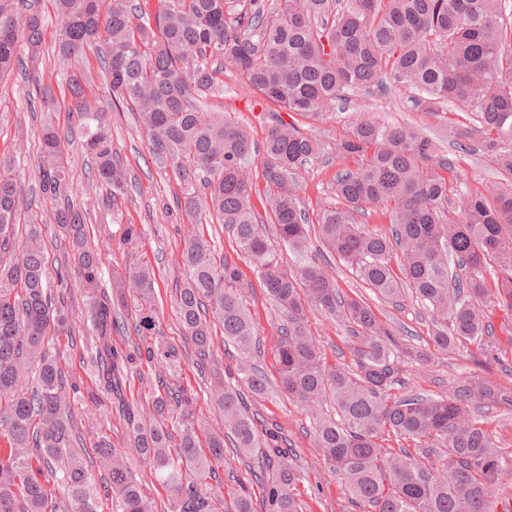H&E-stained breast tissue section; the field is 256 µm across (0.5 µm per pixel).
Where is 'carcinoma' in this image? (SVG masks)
I'll use <instances>...</instances> for the list:
<instances>
[{
	"mask_svg": "<svg viewBox=\"0 0 512 512\" xmlns=\"http://www.w3.org/2000/svg\"><path fill=\"white\" fill-rule=\"evenodd\" d=\"M61 27L52 55L65 66L95 49L111 89L107 106L84 100L88 76L69 91L79 129L106 187L103 201L119 213L132 180L112 150L110 112L136 115L149 151L169 161L181 181L178 209L192 224H222L240 256L285 318L278 341V378L258 364L262 342L252 322L239 265L216 257L200 231L183 246V286L176 297L183 335L195 364L212 357V326L233 349L237 384H224L210 400L224 416V432L207 438L195 416L197 395L172 382L180 370L175 348L144 343L112 348V333L133 320L136 335H159L149 265L126 269L112 296H89L87 317L96 337L89 365L100 395L123 417L135 450L175 496V512H254L250 486L239 483L226 498L218 467L224 448L257 457L251 471L264 512H300L301 472L288 461L292 443L276 424L249 412L240 388L257 402L286 398L303 409L313 442L328 469L344 480L353 512H495L494 495L512 478V448L484 426L486 413L512 409V387L483 378L458 379L446 396L405 389V365L474 346L485 354L494 329L489 312H512V185L493 198L454 199L446 171L452 161L432 139L402 125L364 120L336 143V156L356 167L337 171V202L315 228L301 207L296 172L323 162L320 140L279 120L262 146L205 100L224 92V66L270 103L316 118L350 90L387 96L402 87L429 110L456 106L467 115L448 124L458 144L478 140L483 153L512 176V23L508 0H161L154 18L136 13L130 0H55ZM45 16L33 7L16 11L0 0V77L26 48L24 79L48 112L54 98L43 82ZM40 192L58 201L49 222L68 239L67 256L81 285L98 289L103 253L88 240L87 217L71 196L67 136L52 123L38 136ZM262 156L268 213L253 205L255 187L245 169ZM21 189L14 167L0 161V512H156L152 498L123 462L112 438L91 443L107 476L96 483L72 451L73 420L67 405L59 338L71 335L65 293L51 287L43 217L28 211L25 241L17 243ZM367 204L392 210L388 233L359 220ZM458 210V218L450 211ZM273 225L275 238L267 234ZM338 257L376 299L401 306L412 298L430 323L424 346L382 321L372 305L343 293L328 261L309 255L312 240ZM496 268L488 284L486 266ZM316 309L348 335L351 364L326 362L308 329ZM156 367L159 394L151 397L154 425L128 400L129 373ZM178 446L170 447L171 434ZM421 450L383 447L390 437Z\"/></svg>",
	"mask_w": 512,
	"mask_h": 512,
	"instance_id": "carcinoma-1",
	"label": "carcinoma"
}]
</instances>
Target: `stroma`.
<instances>
[{"mask_svg": "<svg viewBox=\"0 0 512 512\" xmlns=\"http://www.w3.org/2000/svg\"><path fill=\"white\" fill-rule=\"evenodd\" d=\"M44 82L54 96L52 114H44L39 104L26 100L20 76L0 82V160L19 164L18 175L23 185V200L38 206L42 212H52L54 203L39 191L37 157L38 135L45 118H52L56 127L70 132L69 154L73 162L72 191L90 219L89 239L104 248L108 259L103 268V283L111 285L112 277L126 266L151 265L155 271L154 298L161 333L153 337L158 346H174L180 353L179 381L199 395L197 415L204 420L207 431L220 433L224 424L209 402V376L201 375L194 363L177 315L175 285L180 281L186 238L194 234L190 224L176 205L181 194L180 180L169 162L156 159L149 151L145 134L132 113L117 112L112 116V149L127 164L135 178L131 195L124 203L120 220H113L112 211L101 203L104 189L93 181L89 172L91 158L83 148L78 133L79 122L75 103L70 95L67 72L54 61L44 66ZM212 109L226 112L238 120L255 143H263L271 125L274 107L256 93L238 83L232 70L224 72V93L210 99ZM282 119L296 123L315 133L324 143L325 163L300 169L299 197L310 222H317L322 211L335 201L333 185L338 169L346 160L337 158L334 146L346 137L351 127L362 120L407 125L438 141L444 153L455 162L453 182L455 194L483 193L505 184L506 179L494 160L479 151L475 142L458 147L448 141L446 115L415 107L404 89L393 90L390 99L381 100L355 91L348 93L344 105L335 106L320 119L313 120L282 112ZM139 224L143 236L134 245L123 242L126 225ZM251 313L259 334L264 340L263 368L268 377L278 371V336L281 318L262 288L256 287L250 299ZM94 339L83 324H75L72 342L61 345L64 354L62 367L68 381L78 384V393L69 397L70 407L83 442H90L96 432L111 435L121 448L128 447L126 425L119 415H107L105 410L86 406L82 393L96 387L88 364ZM487 377L499 383L512 384V375L502 372L497 363H478L470 351L437 355L432 365L422 368L408 366L407 376L412 388L426 393L444 394L462 376ZM260 412L288 433L293 441L302 480L298 486L303 512H350L341 481L325 467L307 432L309 421L304 412L286 400L267 401Z\"/></svg>", "mask_w": 512, "mask_h": 512, "instance_id": "stroma-1", "label": "stroma"}]
</instances>
